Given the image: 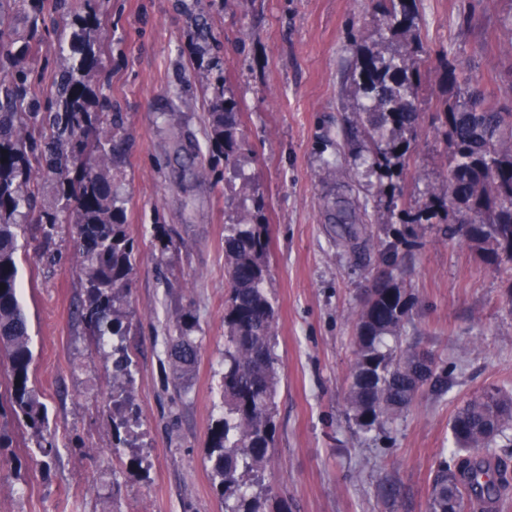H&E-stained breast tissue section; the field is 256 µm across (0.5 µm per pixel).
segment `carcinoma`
I'll use <instances>...</instances> for the list:
<instances>
[{"mask_svg": "<svg viewBox=\"0 0 512 512\" xmlns=\"http://www.w3.org/2000/svg\"><path fill=\"white\" fill-rule=\"evenodd\" d=\"M78 18L71 49L77 62L61 75L56 98L42 112H21L27 93L28 48L6 51L14 72L0 102V362L8 369V385L0 393V449L14 447L8 425L14 421L36 438L29 459L45 465L58 455L54 440L45 436L48 417L40 394L30 383L32 351L26 315L17 297L16 243L26 225L16 217L23 204L34 202L31 162L58 176L59 194L71 208L84 288L86 317L94 327L100 351L112 346V377L131 380V361L115 341L125 336L118 308L134 269V243L125 228V212L112 189V166L125 152L122 114L95 110L87 78L103 67L96 34L100 23L92 0ZM383 26L398 48L384 53L359 36L354 65L347 81L358 105L355 125L346 136L372 146L368 172L378 183L392 180L418 137L417 90L422 64L414 31L420 15L416 0H377ZM442 79L448 93L437 119L449 144L448 176L432 188L425 203L408 206L399 220L410 225L395 243L385 247L387 276L371 288L355 323L356 359L350 370L349 410L356 425L369 431L395 422L429 385L448 388V368H438L411 346H402L415 297L399 276L400 247L412 246L414 226L449 218L464 229L471 249L504 275L512 298V113L497 112L470 79L450 64ZM236 102L218 93L209 104L208 167L238 165L243 149ZM108 121L112 137L101 139L97 127ZM367 205L358 199L336 202L330 220L339 236L358 246L359 225ZM268 224L261 197L255 208L228 225L224 235V268L230 296L224 305V416L209 435L213 477L224 491V512H262L260 494L250 491L243 477L260 484L270 463L276 432L275 406L280 383L274 351L276 315L265 284L270 278ZM188 317L176 324L167 355L175 379L193 366L198 347L188 335ZM457 469L443 460L432 483L429 512H456L465 498H498L505 474L478 482L495 456L492 442L512 430V393L497 386L470 398L451 421Z\"/></svg>", "mask_w": 512, "mask_h": 512, "instance_id": "obj_1", "label": "carcinoma"}]
</instances>
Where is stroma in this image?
I'll use <instances>...</instances> for the list:
<instances>
[{
  "mask_svg": "<svg viewBox=\"0 0 512 512\" xmlns=\"http://www.w3.org/2000/svg\"><path fill=\"white\" fill-rule=\"evenodd\" d=\"M424 62L417 141L397 181L380 192L369 148L344 145L356 98L344 76L351 34L390 50L374 0H96L105 62L103 111L121 113L127 149L115 189L137 248L122 317L132 360L133 435L112 426V362L85 320L87 296L71 226L42 241L39 209L61 210L57 179L34 168L37 208L18 239V293L27 315L31 383L59 448L48 466L25 457L30 435L0 451V512H224L208 455L224 413V230L262 195L269 225L280 385L272 460L263 475L290 512H429L433 478L452 459L450 420L483 388L512 389V301L500 274L460 238L417 229L402 276L417 303L404 342L448 370V390L423 389L394 423L359 429L348 413L355 321L380 273L390 207L419 204L444 181L448 147L435 112L441 60L470 77L488 106L512 112V0H417ZM0 42H33L35 111L71 63L83 0H41L38 23L7 0ZM225 89L241 112L238 171L221 178L178 159L207 154L206 101ZM366 202V250L338 239L326 211ZM168 249H161V239ZM192 316L194 366L174 379L166 347L176 316ZM22 480H15L14 470Z\"/></svg>",
  "mask_w": 512,
  "mask_h": 512,
  "instance_id": "1",
  "label": "stroma"
}]
</instances>
